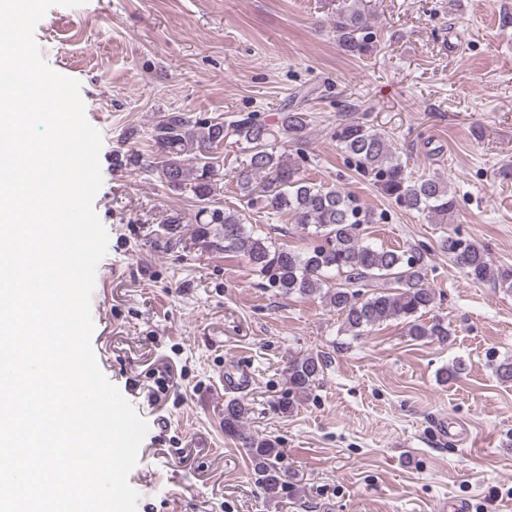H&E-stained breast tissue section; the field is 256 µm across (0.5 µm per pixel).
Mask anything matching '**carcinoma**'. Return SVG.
<instances>
[{"label":"carcinoma","mask_w":512,"mask_h":512,"mask_svg":"<svg viewBox=\"0 0 512 512\" xmlns=\"http://www.w3.org/2000/svg\"><path fill=\"white\" fill-rule=\"evenodd\" d=\"M362 0H344L333 25L338 46L353 57H367L377 46V32ZM309 126L305 112H284L277 130L247 114L229 124L194 119L184 112H167L153 125L151 154L133 151L129 164L156 175L171 190L193 180L195 224L192 233L205 248L243 258L269 288L282 295L320 297L343 318V327L360 336L389 321L403 324L414 340L445 341L448 324L439 318L423 320L434 307L435 290L425 286L426 249L377 247L364 241L363 226L374 224L372 211L361 209L345 191L313 183L300 176L278 144H306ZM233 137L243 145L245 163L238 183L246 206L264 210L267 218L290 216L309 247L297 251L277 245L268 235L247 228L237 210L215 199L216 178L223 168L219 149ZM354 170L372 174L380 190L408 211L445 224L457 207L447 181L440 177L412 178L380 132L357 122L339 125L334 134ZM442 251L476 284L492 283L512 292V267L498 265L486 245L448 231L439 241ZM326 356L309 352L288 361V394L277 402L285 415L297 410L315 387ZM466 364L457 360L439 371L442 382L461 379ZM249 408L244 401H224V435L245 449L264 497L281 498L288 484L283 449L276 441L254 435L244 426Z\"/></svg>","instance_id":"cac0c4a2"}]
</instances>
